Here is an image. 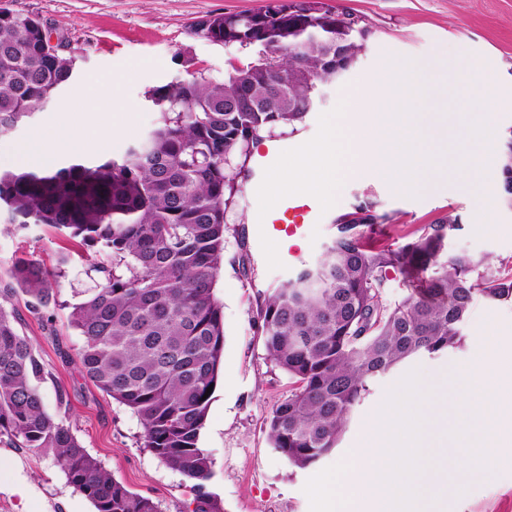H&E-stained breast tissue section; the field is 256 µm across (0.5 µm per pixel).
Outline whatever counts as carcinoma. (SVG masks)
Returning <instances> with one entry per match:
<instances>
[{
  "label": "carcinoma",
  "instance_id": "1",
  "mask_svg": "<svg viewBox=\"0 0 512 512\" xmlns=\"http://www.w3.org/2000/svg\"><path fill=\"white\" fill-rule=\"evenodd\" d=\"M270 22L244 14L205 18L212 42H249L273 54L217 80L203 72L147 92L160 115L147 140L119 159H75L55 171L0 172V209L17 228L44 224L104 259L91 270L96 288L71 307L82 338L86 377L139 419L142 446L192 483L190 512H223L205 490L208 455L198 447L208 387L224 357V315L214 298L242 167L261 132L295 125L315 106L314 87L336 77V56L362 48L344 12L314 17L271 4ZM40 20L0 8V136L41 111L74 74V58L54 52ZM501 194L512 201V142L501 157ZM452 219L382 249L366 245L369 225L344 221L322 259L273 288L254 322L271 359L293 380L267 422L274 450L298 469L330 454L369 382L408 358L458 346L461 326L480 296L512 301V272L447 251ZM55 271L34 258L13 262L0 289V437L50 451L67 482L95 512H161L131 491L82 447L64 417L50 415L39 387L50 373L8 307L20 292L28 311L51 320L58 305ZM423 282L397 302L385 296L388 274Z\"/></svg>",
  "mask_w": 512,
  "mask_h": 512
}]
</instances>
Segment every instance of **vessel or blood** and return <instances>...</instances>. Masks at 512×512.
<instances>
[{
    "instance_id": "vessel-or-blood-1",
    "label": "vessel or blood",
    "mask_w": 512,
    "mask_h": 512,
    "mask_svg": "<svg viewBox=\"0 0 512 512\" xmlns=\"http://www.w3.org/2000/svg\"><path fill=\"white\" fill-rule=\"evenodd\" d=\"M288 143L266 141L263 149L255 151L249 160L251 166L265 170L276 162ZM326 219L320 203L307 195L296 194L281 199L278 205L263 217L260 234L266 240H285L305 235L313 225Z\"/></svg>"
}]
</instances>
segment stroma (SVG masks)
Instances as JSON below:
<instances>
[{"label": "stroma", "instance_id": "stroma-1", "mask_svg": "<svg viewBox=\"0 0 512 512\" xmlns=\"http://www.w3.org/2000/svg\"><path fill=\"white\" fill-rule=\"evenodd\" d=\"M270 0H0V7L40 19L55 35L65 37L76 57L75 78L43 111L26 119L9 138L24 140L59 124L78 125L94 137L113 113L130 115L128 128L112 134L104 148L86 151L94 160L125 154L155 127L158 113L145 97L150 87L187 78L202 70L224 78L248 64L252 55L236 45L214 44L193 34L191 23L211 14L253 12ZM357 16L367 35L363 48L343 79L319 84L317 106L296 128L278 129L277 137L292 143L310 141L321 114L333 110L363 79L372 75L387 53L415 64L443 63L433 80L437 99L452 108L486 120L497 144L512 138V0H323ZM478 60L502 78L499 102L487 110L471 106L469 89L449 79V70ZM499 180V162L491 160L487 175L474 176L462 191L421 175L417 196L396 192L382 181H348L330 210L331 220L314 225L301 238V257L288 262L283 242L261 241L249 219L255 198L250 179H243L236 203L227 209L229 227L224 260L217 273L215 297L224 313V358L219 368L198 446L209 456V492L224 512H310L304 491L309 478L346 459L387 394L409 371L419 370L421 383L434 398L448 395V381L473 363L488 326L512 336V302L477 300L462 328L461 347L435 357L415 356L373 379L354 408L331 454L317 467L292 468L272 448L267 421L287 398L292 381L268 356L254 315L265 294L300 269L314 265L336 234L337 220L370 206L379 218L367 236L373 247L397 244L423 225L456 218L448 233V251L465 254L505 270L512 268V203L498 200L484 211L488 183ZM498 226L485 234V221ZM70 261L58 278L59 307L51 322L33 317L26 298L15 295L14 307L43 363L52 373L40 392L51 415L66 414L81 445L131 491L157 501L162 512H187L193 498L190 484L175 469L142 447V426L125 406L97 389L82 371L80 336L68 322L71 304L94 287L90 265L97 256L79 241L50 226L15 231L7 212H0V287L8 281L14 260L29 256L55 268L60 254ZM65 407H58V398ZM0 512H94L90 500L68 484L52 453L18 448L0 441ZM448 512H512V463L475 468L466 493L448 501Z\"/></svg>", "mask_w": 512, "mask_h": 512}]
</instances>
